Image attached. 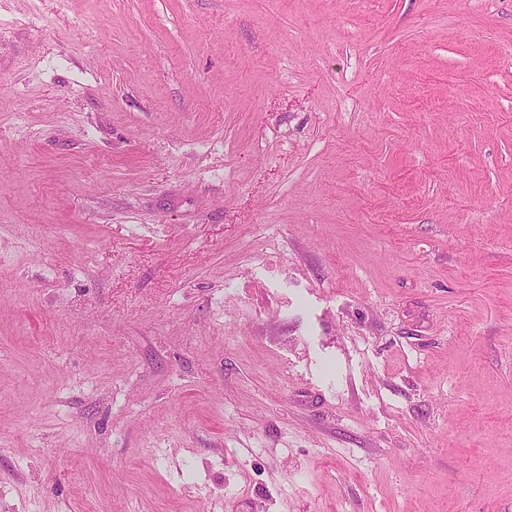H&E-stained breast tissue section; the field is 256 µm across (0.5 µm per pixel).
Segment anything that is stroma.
I'll return each instance as SVG.
<instances>
[{
  "mask_svg": "<svg viewBox=\"0 0 512 512\" xmlns=\"http://www.w3.org/2000/svg\"><path fill=\"white\" fill-rule=\"evenodd\" d=\"M0 512H512V0H0Z\"/></svg>",
  "mask_w": 512,
  "mask_h": 512,
  "instance_id": "stroma-1",
  "label": "stroma"
}]
</instances>
